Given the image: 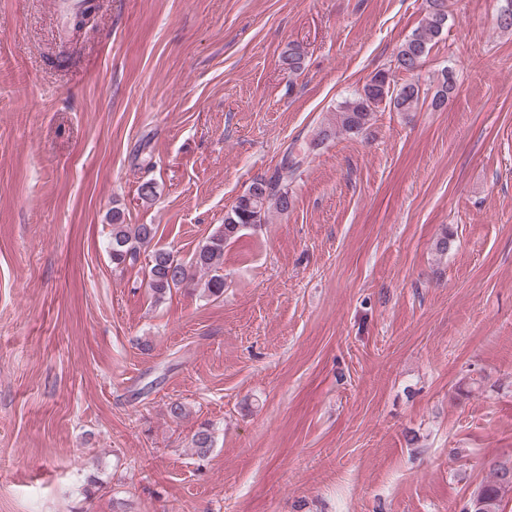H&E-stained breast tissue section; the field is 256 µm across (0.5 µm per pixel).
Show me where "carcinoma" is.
Here are the masks:
<instances>
[{"instance_id": "cac0c4a2", "label": "carcinoma", "mask_w": 512, "mask_h": 512, "mask_svg": "<svg viewBox=\"0 0 512 512\" xmlns=\"http://www.w3.org/2000/svg\"><path fill=\"white\" fill-rule=\"evenodd\" d=\"M447 19L448 0H426L420 25L394 52V69L410 76L421 69L443 34ZM282 64L292 75L302 73L305 69L304 52L298 46L288 48L282 54ZM455 85L453 69H442L430 98L419 81L412 78L399 84L391 73L380 70L353 98L336 108L335 121L317 127L311 144L317 147L339 130L351 134L362 132L382 104L394 112L409 113L418 111L429 99L432 106L439 108L448 100V94ZM298 168L299 162L293 160L279 165L269 176L254 179L224 215V224L198 248L190 263L174 258L169 250H153L154 259L149 265L148 277L155 300L160 301L172 290L189 285L197 271L210 274L206 288L209 294L221 296L224 293V276L218 274L217 269L224 256V244L235 238L242 228L267 224L272 214L288 212L292 205L291 184ZM155 233L154 225L125 224L122 212L112 210V231L108 241L112 264L121 269L136 265ZM191 442L197 455H207L212 446L209 428L199 427ZM490 471V480L478 488V493L462 506L460 512H500L503 493L512 489V460H495L490 464Z\"/></svg>"}]
</instances>
